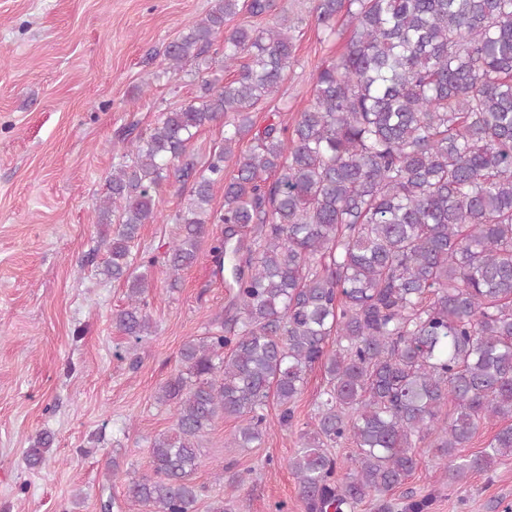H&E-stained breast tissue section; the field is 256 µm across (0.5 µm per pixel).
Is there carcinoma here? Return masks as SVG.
<instances>
[{"label":"carcinoma","mask_w":512,"mask_h":512,"mask_svg":"<svg viewBox=\"0 0 512 512\" xmlns=\"http://www.w3.org/2000/svg\"><path fill=\"white\" fill-rule=\"evenodd\" d=\"M274 7L217 0L163 52L167 73L194 63L200 95L161 113L148 136L131 125L112 141L122 161L98 208L113 230L101 235L96 274L127 285L118 329L137 344L151 335L156 260L133 248L170 177L192 180L166 256L170 287L209 224L224 225L210 253L229 272L217 330L183 344V369L159 390L172 431L154 439L150 472L125 479L128 498L150 512H194L203 487L191 476L214 422L237 421L238 448L261 442L269 398L292 424L317 364L327 387L316 425L289 459L308 512H355L392 491L428 435L450 462L451 487L512 455V0H315L325 37L338 35L343 11L352 35L318 66L314 104L290 126L255 132L252 109L278 92L293 58L294 23L283 14L273 27L226 32L224 20ZM217 67L232 78L205 76ZM220 123L224 145L200 166L183 160L196 133ZM251 224L254 236L239 235ZM484 420L504 425L486 451L463 457ZM343 443L356 448L344 473L327 451ZM52 444L39 434L27 466ZM435 500L413 496L404 512H431Z\"/></svg>","instance_id":"cac0c4a2"}]
</instances>
